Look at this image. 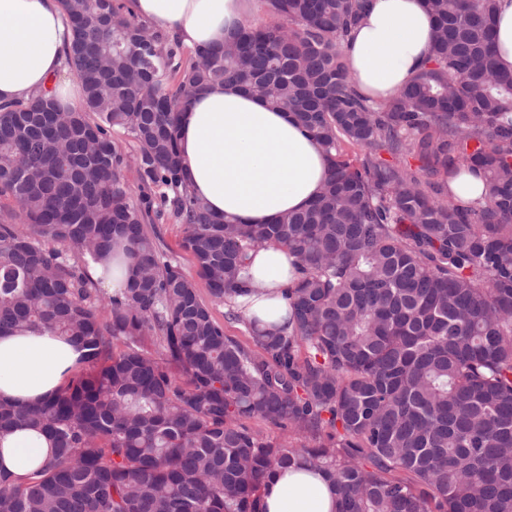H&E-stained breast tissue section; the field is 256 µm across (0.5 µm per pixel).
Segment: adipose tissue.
Instances as JSON below:
<instances>
[{"label": "adipose tissue", "instance_id": "ef3b65f1", "mask_svg": "<svg viewBox=\"0 0 512 512\" xmlns=\"http://www.w3.org/2000/svg\"><path fill=\"white\" fill-rule=\"evenodd\" d=\"M256 0H136L139 19L187 47L223 46L254 12ZM434 22L426 0H372L343 53L362 93L387 100L426 61ZM69 30L59 0H0V104L53 90L64 106L81 94L61 80ZM178 145L184 181L216 216L269 224L303 209L320 191L328 162L291 113L271 109L233 86H212L183 108ZM252 277L243 313L287 327L285 288L295 278L287 252L250 255ZM82 349L61 337L0 336V398L17 404L46 399L64 382ZM49 453L46 440L18 431L0 444V473L23 475ZM263 512H338L339 496L321 472L301 466L275 471L260 489Z\"/></svg>", "mask_w": 512, "mask_h": 512}]
</instances>
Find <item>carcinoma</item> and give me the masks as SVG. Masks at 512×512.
<instances>
[{
    "mask_svg": "<svg viewBox=\"0 0 512 512\" xmlns=\"http://www.w3.org/2000/svg\"><path fill=\"white\" fill-rule=\"evenodd\" d=\"M280 19L226 48L188 49L132 0H61L76 110L44 93L0 105V336L51 333L86 350L42 402L0 400V439L52 454L0 477V512H262L275 470L303 461L339 512H512V73L493 52L498 0H426L429 56L376 102L342 45L369 0H262ZM232 85L290 112L330 166L310 204L272 224L217 219L184 184L178 112ZM135 150L137 197L125 181ZM357 145V163L343 144ZM387 153L397 159H382ZM422 166L415 171L403 159ZM482 172L463 207L448 177ZM208 287L167 259L156 228ZM296 258L288 329L224 332L249 252ZM125 253V288L89 274ZM259 419L296 444L263 439ZM161 235V249L172 261L179 264L182 270L192 278L202 298L210 302L208 288L203 280L198 278L192 264L191 256L181 247L184 236V226L174 220H164L156 224ZM212 311L218 321L224 324V331L231 335L237 336L241 341H245L247 333L241 319H236L228 314V308L223 304H213Z\"/></svg>",
    "mask_w": 512,
    "mask_h": 512,
    "instance_id": "cac0c4a2",
    "label": "carcinoma"
}]
</instances>
